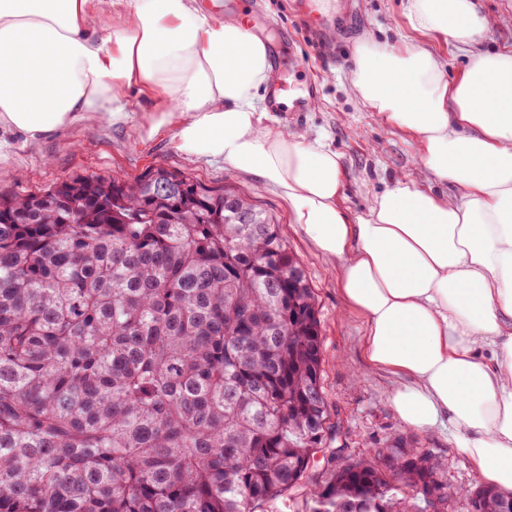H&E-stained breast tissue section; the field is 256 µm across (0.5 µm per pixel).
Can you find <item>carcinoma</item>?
Masks as SVG:
<instances>
[{"label":"carcinoma","mask_w":512,"mask_h":512,"mask_svg":"<svg viewBox=\"0 0 512 512\" xmlns=\"http://www.w3.org/2000/svg\"><path fill=\"white\" fill-rule=\"evenodd\" d=\"M233 198L260 223L224 222ZM321 361L303 266L237 194L164 166L0 192V512H258L341 437ZM448 498L397 438L340 463L309 512ZM466 498L512 512L491 486Z\"/></svg>","instance_id":"1"}]
</instances>
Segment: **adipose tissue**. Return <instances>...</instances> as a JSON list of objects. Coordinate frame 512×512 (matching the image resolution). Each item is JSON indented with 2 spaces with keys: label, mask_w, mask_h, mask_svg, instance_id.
I'll return each instance as SVG.
<instances>
[{
  "label": "adipose tissue",
  "mask_w": 512,
  "mask_h": 512,
  "mask_svg": "<svg viewBox=\"0 0 512 512\" xmlns=\"http://www.w3.org/2000/svg\"><path fill=\"white\" fill-rule=\"evenodd\" d=\"M100 17L112 23L104 36ZM405 17L467 64L451 79L419 43L356 47L352 95L423 150L419 176L396 177L354 219L340 155L263 126L264 40L202 0H0V149L14 133L34 147L76 123L126 122L129 92L148 96L146 139L169 131L178 151L255 174L338 261L364 364L396 377L401 424L450 426L480 480L512 491V49H478L491 22L471 0H407Z\"/></svg>",
  "instance_id": "1"
}]
</instances>
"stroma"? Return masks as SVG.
<instances>
[{
  "label": "stroma",
  "mask_w": 512,
  "mask_h": 512,
  "mask_svg": "<svg viewBox=\"0 0 512 512\" xmlns=\"http://www.w3.org/2000/svg\"><path fill=\"white\" fill-rule=\"evenodd\" d=\"M256 3L258 10L252 20L269 37L271 49L283 45L288 48L291 61L281 67L282 77L295 89L306 88L312 81L318 85L315 101L300 117L267 112L262 123L274 130L285 127L323 137L342 157V208L349 217H357L395 177L418 173V139L392 127L348 93L359 43L403 44L408 33L403 15L405 0H345V9L320 14L322 27L318 30L306 21L303 0ZM473 3L479 12L503 20L501 26L484 35L480 48H512V0ZM299 57L305 58L304 66H295ZM149 109V101L133 91L126 101V124L78 123L34 148L14 141L9 150L0 153V191L28 194L77 174L131 179L149 167L162 165L233 190L272 214L315 289L321 321V383L331 414L341 420L344 457H367L392 438H403L438 458L455 493L452 512H467L466 502L457 492L479 486L477 473L454 450L450 429L418 432L401 425L388 399L395 376L363 364L362 323L344 309L336 261L326 257L298 225L292 224L288 202L275 187L221 161L187 156L176 149L171 136L141 139L138 120Z\"/></svg>",
  "instance_id": "stroma-1"
}]
</instances>
